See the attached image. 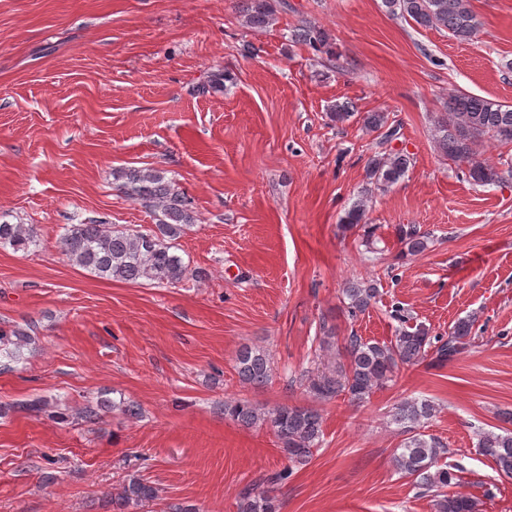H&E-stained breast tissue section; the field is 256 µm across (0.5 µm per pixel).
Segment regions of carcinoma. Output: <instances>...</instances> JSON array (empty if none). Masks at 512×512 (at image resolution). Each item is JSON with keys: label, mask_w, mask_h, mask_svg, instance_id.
<instances>
[{"label": "carcinoma", "mask_w": 512, "mask_h": 512, "mask_svg": "<svg viewBox=\"0 0 512 512\" xmlns=\"http://www.w3.org/2000/svg\"><path fill=\"white\" fill-rule=\"evenodd\" d=\"M386 11L396 17L409 18L428 29H445L457 41L469 43L479 32L480 22L471 8L470 0H382ZM247 26L268 27L275 19L276 9L271 0H246L243 9ZM291 40L321 50L326 45L324 31L303 23L292 30ZM512 142V105L501 104L464 92L448 99L447 112L437 120L436 141L441 152L458 164L466 165V178L477 185H491L504 178L496 166L476 159V147L485 139ZM410 159L403 153L375 155L367 166L369 184L385 189L399 182L407 173ZM113 184L130 200L141 203L151 214L154 228L142 232L118 228L91 221L70 224L60 234L61 253L71 264L99 278L125 282L147 280L174 285L182 282L188 267L176 253L175 241L197 222L190 201L179 184L154 168L121 167L112 170ZM368 197L356 201L344 217L345 227L364 228L366 236L374 228L366 224ZM406 254L423 252L429 236L414 224L398 228ZM37 232L31 224L0 222V247L27 251L39 246ZM378 289L369 282H357L344 289L350 316L365 311ZM474 320L462 318L446 336H433L422 325L398 332L388 343L348 336L337 358L321 369L301 375L306 388L316 399L330 401L343 396L352 403L366 401L375 391L394 380L404 365L427 363L440 368L464 353L472 344ZM28 335L20 330L6 333L0 330V352L19 359ZM236 372L243 383L263 387L272 372L267 352L259 347L245 346L237 354ZM119 408L135 414L133 405L121 399L101 400L88 404L79 412L89 423L100 419L105 408ZM436 413L434 402L424 399H405L395 408L394 422L400 426L404 439L393 454L397 472L414 479L422 496L433 497L435 512H480L477 498L460 491H449L458 484L456 472L441 460L448 455L447 446L438 437L420 431L421 423ZM224 416L247 426L270 425L287 455L290 466L265 475L247 485L238 494L237 512H280L275 486L288 480L292 466L306 462L322 442V418L312 407L279 405L265 410L246 400L224 401ZM477 448L489 458L497 470L512 476V433L482 432ZM159 497V490L144 479L133 476L122 490L112 497L113 512H141Z\"/></svg>", "instance_id": "1"}]
</instances>
